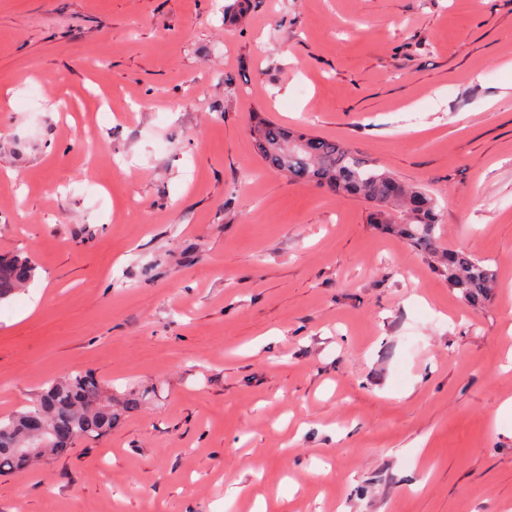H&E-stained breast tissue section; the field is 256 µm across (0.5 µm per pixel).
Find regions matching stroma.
<instances>
[{
  "mask_svg": "<svg viewBox=\"0 0 512 512\" xmlns=\"http://www.w3.org/2000/svg\"><path fill=\"white\" fill-rule=\"evenodd\" d=\"M0 0V417L149 390L0 512H512V0ZM439 201L483 309L251 113ZM36 267L27 255L0 256V301L19 293L35 276Z\"/></svg>",
  "mask_w": 512,
  "mask_h": 512,
  "instance_id": "stroma-1",
  "label": "stroma"
}]
</instances>
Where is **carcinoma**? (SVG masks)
<instances>
[{
    "instance_id": "cac0c4a2",
    "label": "carcinoma",
    "mask_w": 512,
    "mask_h": 512,
    "mask_svg": "<svg viewBox=\"0 0 512 512\" xmlns=\"http://www.w3.org/2000/svg\"><path fill=\"white\" fill-rule=\"evenodd\" d=\"M249 132L256 152L270 168L293 182L368 203L370 223L402 237L429 259L468 306L484 305L497 283L496 271L463 250L438 249L437 200L424 188L402 183L336 140L293 130L258 114L253 115ZM35 272L28 256L1 255L0 301L19 293ZM144 399L145 392L130 390L114 411L112 395L90 374L75 371L51 381L26 409L0 417V475L26 468L19 455L29 449H40L41 456L58 455L79 441L104 437L122 413L139 408Z\"/></svg>"
}]
</instances>
